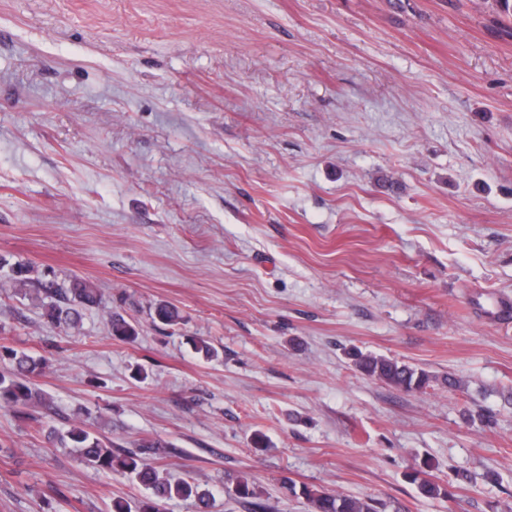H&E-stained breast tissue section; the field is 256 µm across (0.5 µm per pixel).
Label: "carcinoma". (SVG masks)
Returning <instances> with one entry per match:
<instances>
[{"label":"carcinoma","instance_id":"1","mask_svg":"<svg viewBox=\"0 0 512 512\" xmlns=\"http://www.w3.org/2000/svg\"><path fill=\"white\" fill-rule=\"evenodd\" d=\"M31 272L30 267L21 264L9 268L11 288L15 294L23 297L29 295L33 283ZM42 291L44 296L38 295L36 299L45 308V317L65 330L80 328L84 311L101 304L99 290L90 280L77 276L61 283L48 282ZM153 315L154 320L164 325H175L180 320L179 312L166 303L156 304ZM107 327L110 335L121 342L130 344L139 338L138 324L119 313L110 315ZM190 345L195 353L207 361L219 357L218 349L204 338H194L190 340ZM351 356L355 367L364 375L406 392L420 393L435 379L425 369L395 358L364 353L358 349ZM2 358L9 360L11 369L0 373V407L12 408L34 423L45 432V438L50 444L72 449L78 464L131 477L145 490L136 510H131L130 503L118 497L112 499L110 512H162L163 505L173 499H192L196 502L198 512H209L212 501L209 490L185 479L171 480L160 471L159 466L145 457L147 451L156 447L154 442L146 440L137 450L126 449L102 436L87 418L70 423L64 433L42 424L34 414V411L45 406L43 393L37 388L35 377L48 365V360L35 358L6 345H0ZM406 477L427 498L442 493L440 486L424 478L420 469H412ZM229 481L233 484L236 499L243 506L251 512H265L263 492L253 480L238 476L229 478ZM300 492L308 502L310 512H383V504L373 499L334 495L308 486L302 487Z\"/></svg>","mask_w":512,"mask_h":512}]
</instances>
